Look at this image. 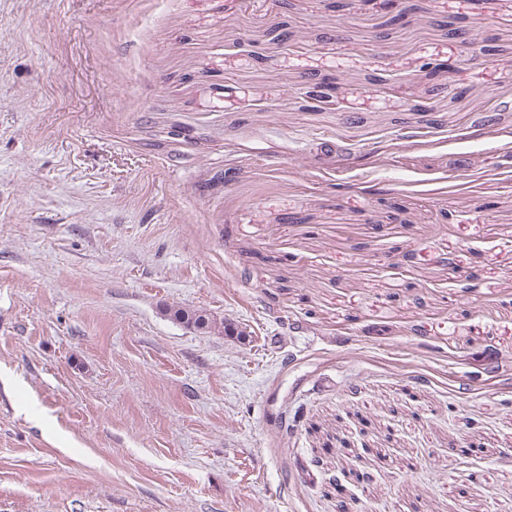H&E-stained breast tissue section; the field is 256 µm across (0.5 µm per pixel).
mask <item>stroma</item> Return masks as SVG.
I'll list each match as a JSON object with an SVG mask.
<instances>
[{"label": "stroma", "mask_w": 512, "mask_h": 512, "mask_svg": "<svg viewBox=\"0 0 512 512\" xmlns=\"http://www.w3.org/2000/svg\"><path fill=\"white\" fill-rule=\"evenodd\" d=\"M336 1L0 0V512H512V0Z\"/></svg>", "instance_id": "35a3bbf8"}]
</instances>
